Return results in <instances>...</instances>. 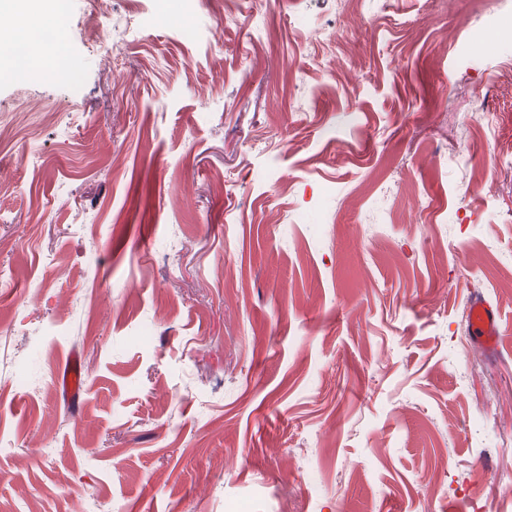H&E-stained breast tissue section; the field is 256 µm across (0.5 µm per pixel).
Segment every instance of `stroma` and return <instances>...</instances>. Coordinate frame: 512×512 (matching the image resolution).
Returning a JSON list of instances; mask_svg holds the SVG:
<instances>
[{
    "mask_svg": "<svg viewBox=\"0 0 512 512\" xmlns=\"http://www.w3.org/2000/svg\"><path fill=\"white\" fill-rule=\"evenodd\" d=\"M86 3L0 55V512H512L501 0ZM80 25L81 37L91 45H102L106 35L112 37L113 20L95 1ZM466 322L469 325L471 340L478 346L495 351L499 337L498 311L482 295L474 294L468 301Z\"/></svg>",
    "mask_w": 512,
    "mask_h": 512,
    "instance_id": "obj_1",
    "label": "stroma"
}]
</instances>
